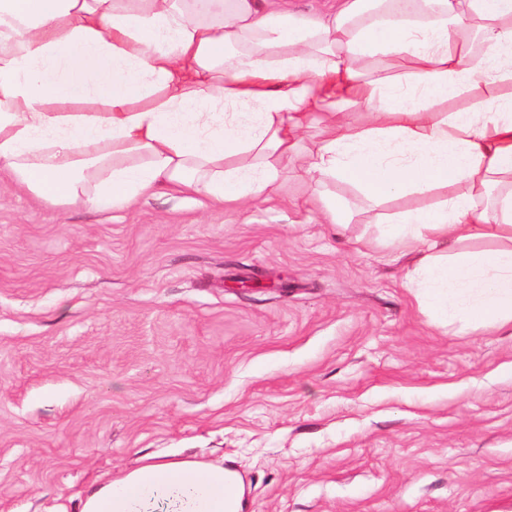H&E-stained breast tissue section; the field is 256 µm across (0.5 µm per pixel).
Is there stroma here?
I'll return each instance as SVG.
<instances>
[{"label":"stroma","instance_id":"stroma-1","mask_svg":"<svg viewBox=\"0 0 512 512\" xmlns=\"http://www.w3.org/2000/svg\"><path fill=\"white\" fill-rule=\"evenodd\" d=\"M512 80L449 92L487 112ZM286 198L160 189L54 208L0 172V512H55L147 455L225 460L249 512H512V324L448 323L384 244Z\"/></svg>","mask_w":512,"mask_h":512}]
</instances>
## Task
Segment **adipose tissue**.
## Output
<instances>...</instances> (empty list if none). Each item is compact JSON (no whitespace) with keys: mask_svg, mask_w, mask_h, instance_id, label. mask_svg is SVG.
I'll return each mask as SVG.
<instances>
[{"mask_svg":"<svg viewBox=\"0 0 512 512\" xmlns=\"http://www.w3.org/2000/svg\"><path fill=\"white\" fill-rule=\"evenodd\" d=\"M371 0L324 10L288 0H0V168L52 207L127 210L163 187L239 210L276 196L283 172L322 223L348 224L329 184L371 203L405 193L439 202L382 221L417 258V285L444 320L512 322V98L491 112L406 104L512 79V0H421L428 25ZM483 50L471 52L472 32ZM390 55L399 74L366 77ZM384 106L375 107L376 98ZM372 104L337 127L335 108ZM320 134L310 147L303 135ZM499 186L493 209L480 203ZM223 462L146 456L98 478L74 512H246Z\"/></svg>","mask_w":512,"mask_h":512,"instance_id":"adipose-tissue-1","label":"adipose tissue"}]
</instances>
